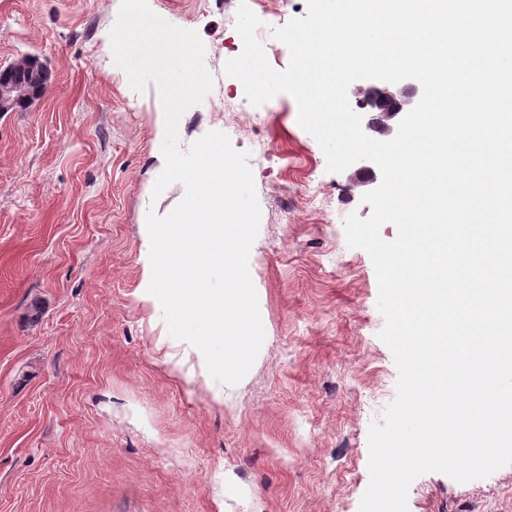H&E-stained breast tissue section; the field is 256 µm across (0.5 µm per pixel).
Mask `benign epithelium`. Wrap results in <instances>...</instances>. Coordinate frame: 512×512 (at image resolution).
<instances>
[{"instance_id":"1","label":"benign epithelium","mask_w":512,"mask_h":512,"mask_svg":"<svg viewBox=\"0 0 512 512\" xmlns=\"http://www.w3.org/2000/svg\"><path fill=\"white\" fill-rule=\"evenodd\" d=\"M47 81L44 69L31 62L22 68L1 69L0 112H13L17 103L35 99L44 92ZM349 93L355 103L353 110L362 116L363 131L392 138L400 120L420 100L422 88L412 79L397 83L360 79L350 85Z\"/></svg>"}]
</instances>
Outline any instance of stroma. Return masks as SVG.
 <instances>
[{
  "instance_id": "1",
  "label": "stroma",
  "mask_w": 512,
  "mask_h": 512,
  "mask_svg": "<svg viewBox=\"0 0 512 512\" xmlns=\"http://www.w3.org/2000/svg\"><path fill=\"white\" fill-rule=\"evenodd\" d=\"M276 70L272 28L307 0H148L196 31L213 76L180 119L181 147L233 125L261 220L249 271L265 340L236 385L141 299L149 213L182 184L162 169L158 89L113 59L121 0H0V67L37 60L47 89L0 112V512H360L368 431L396 397L369 254L343 221L372 208L353 169L327 170L286 93L256 107L224 64L240 2ZM408 512H512V465L459 482L431 472Z\"/></svg>"
}]
</instances>
